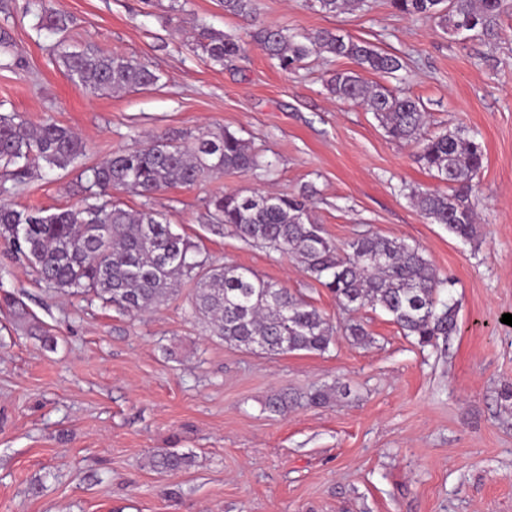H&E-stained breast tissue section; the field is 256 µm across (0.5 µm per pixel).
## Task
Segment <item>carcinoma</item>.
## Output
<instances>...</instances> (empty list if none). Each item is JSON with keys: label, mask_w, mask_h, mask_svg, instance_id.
I'll list each match as a JSON object with an SVG mask.
<instances>
[{"label": "carcinoma", "mask_w": 512, "mask_h": 512, "mask_svg": "<svg viewBox=\"0 0 512 512\" xmlns=\"http://www.w3.org/2000/svg\"><path fill=\"white\" fill-rule=\"evenodd\" d=\"M315 2L321 12L334 16L364 6V0ZM223 4L227 14L254 16L253 0ZM391 5L403 15L437 22L450 36L465 29L491 37L507 0H391ZM26 13L40 28L57 34H65L72 24L70 15L47 7L46 0H27ZM249 37L285 70L300 66L314 53L349 58L374 73L393 74L403 68L399 57L328 29L300 35L260 24ZM193 42L214 66L246 52L243 39L204 25L195 29ZM55 62L79 88L94 93L142 89L160 80L155 70L133 57L71 51L63 38L56 44ZM327 88L340 101L365 104L389 138L417 145V161L450 192H414L415 205L456 238L473 241L477 224L471 198L479 193L477 176L484 160L476 135L462 126L427 133L420 100L371 85L357 72L331 74ZM85 158V145L70 127L52 119L34 127L18 112L0 113L1 178L22 183L40 169H79L85 179L81 203L56 212L0 203V241L43 281L67 294L97 298L130 317L157 309L181 282L189 281L194 284L190 316L203 320L211 335L227 344L252 350L260 337L264 353L274 356L329 350L335 328L317 308L249 267L214 264L165 214L126 210L112 201L114 189L150 197L173 186H196L226 171L270 167L248 141L227 130L196 135L172 131L92 165ZM312 194L308 187L291 195L226 192L210 197L208 216L218 227L232 226L248 243L295 258L342 308L380 309L422 346H434L439 338L457 333V306L441 297L448 281L438 277L420 248L381 235L356 238L339 248L313 219ZM291 405L283 391L273 395L266 408L282 413ZM149 462L157 471L174 472L189 467L192 456L161 448Z\"/></svg>", "instance_id": "carcinoma-1"}]
</instances>
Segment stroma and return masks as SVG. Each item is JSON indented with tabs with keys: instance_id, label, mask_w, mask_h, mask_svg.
I'll return each instance as SVG.
<instances>
[{
	"instance_id": "obj_1",
	"label": "stroma",
	"mask_w": 512,
	"mask_h": 512,
	"mask_svg": "<svg viewBox=\"0 0 512 512\" xmlns=\"http://www.w3.org/2000/svg\"><path fill=\"white\" fill-rule=\"evenodd\" d=\"M27 0H0V110L32 124L51 118L78 132L88 163L176 130H225L247 140L271 172H227L147 199L117 190L128 210L151 207L217 264L249 267L330 319L325 353L268 357L224 343L189 315L193 292L136 319L98 300L63 295L0 246V296L23 300L32 331L0 306V512H512V7L492 37L449 36L389 0L333 16L313 0H255L260 21L308 33L328 29L401 57L405 70L366 81L420 99L427 129L467 127L484 146L478 238L467 243L414 207L439 182L415 144L391 140L362 104L325 81L355 69L315 54L295 71L258 47L225 66L186 42L204 24L241 36L222 0H47L69 14L68 44L118 52L156 69L158 85L120 93L78 88L52 59L58 38L37 31ZM312 185L313 217L336 245L369 234L419 247L458 306L459 331L421 347L390 317L340 308L296 261L210 223L214 194L288 195ZM81 198L76 174L34 173L0 188V201L56 209ZM372 341L356 344L349 324ZM57 339L49 349L42 333ZM349 388L328 406L309 393ZM287 389L299 402L267 411ZM166 448L187 469L148 464Z\"/></svg>"
}]
</instances>
